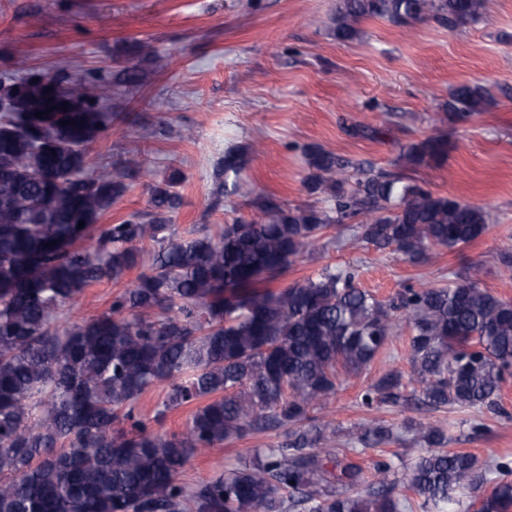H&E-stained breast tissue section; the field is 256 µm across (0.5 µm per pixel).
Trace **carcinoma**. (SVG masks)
<instances>
[{"label":"carcinoma","instance_id":"cac0c4a2","mask_svg":"<svg viewBox=\"0 0 512 512\" xmlns=\"http://www.w3.org/2000/svg\"><path fill=\"white\" fill-rule=\"evenodd\" d=\"M487 2L337 0L329 30L350 42L369 18L454 29L484 18ZM38 86L17 111L0 113V512H407L400 483L422 512H512V464L481 465L446 447L438 426L372 419L348 431L346 442L363 449L404 437L430 448L410 464L392 452L368 478L358 449L327 447L337 429L318 416L341 376L362 374L401 320L419 392L391 371L363 389V407L415 399L503 414L512 301L480 287L479 266L449 285H409L387 303L358 287L350 268L271 287L335 225L355 220L366 243L420 265L436 248L481 238L485 208L309 145L305 188L327 208L258 195L251 217L222 233L175 238L169 221L184 201L174 173L152 186L148 210L93 238L78 222H97L142 164L89 166L85 146L112 113L49 112L35 121ZM487 104L483 87L462 83L442 112L458 122ZM448 148L440 132L406 146L402 159L440 164ZM246 166L243 150L227 149L216 195L235 192ZM138 265L144 271L108 311L61 322L87 288L118 283ZM159 385L155 424L192 408L178 433L153 429L139 413L140 397ZM279 430L284 442L193 486L180 482L203 452ZM492 470L491 489L469 498Z\"/></svg>","mask_w":512,"mask_h":512}]
</instances>
